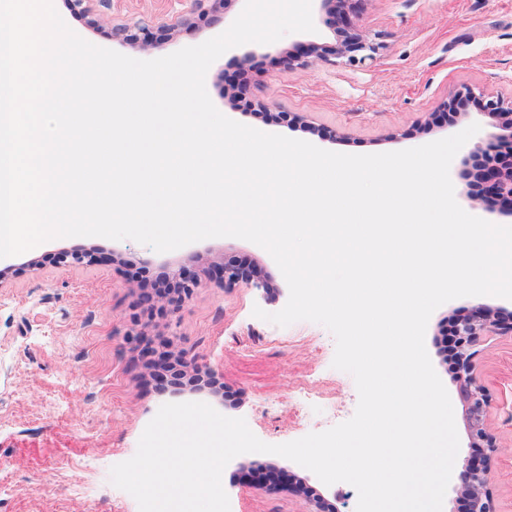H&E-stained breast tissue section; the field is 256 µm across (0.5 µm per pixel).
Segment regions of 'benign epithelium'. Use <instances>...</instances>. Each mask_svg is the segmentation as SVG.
I'll use <instances>...</instances> for the list:
<instances>
[{
  "instance_id": "1",
  "label": "benign epithelium",
  "mask_w": 512,
  "mask_h": 512,
  "mask_svg": "<svg viewBox=\"0 0 512 512\" xmlns=\"http://www.w3.org/2000/svg\"><path fill=\"white\" fill-rule=\"evenodd\" d=\"M319 2L320 10L325 13L327 24L338 30L349 24L345 9V4L349 0H319ZM167 31L166 27L155 28L140 20L112 26V36L139 42L145 49L152 48L166 39ZM377 50V44L368 38L360 34L347 35L331 50H324L315 44L300 45L296 53L289 56V60L298 62L303 58L311 57L315 61L330 62L337 58L344 59L350 64H360L374 59ZM485 109L503 120V125L499 126L500 132L487 134V139L500 144L502 150L489 158L478 151L470 154V161L473 162L471 176L476 179L479 194H471L469 198L474 204L486 198L492 199L503 210L510 212L512 211V139H504L503 132L512 129V105L506 107L500 99H489L485 103ZM55 262L60 266L95 265L98 259L91 253L62 251L56 255ZM208 279L226 289L248 288L264 294L269 291L268 283L252 265L235 258H226L212 267L208 273ZM173 283L177 292L168 293L161 290L147 297L150 310L160 313L177 310L192 295L195 288L201 285V280L195 267L184 266L174 277ZM485 333L512 335V322L503 320L494 309L478 304L455 325L458 359L454 378L459 395L467 406L468 430L472 444L485 448L482 457L464 460L457 476L456 491L460 497L469 502V512H495L488 474L498 446L496 438L489 431L486 423L491 399L484 386L478 382L475 373L477 351L474 350V346L480 336Z\"/></svg>"
}]
</instances>
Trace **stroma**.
Returning a JSON list of instances; mask_svg holds the SVG:
<instances>
[{
  "label": "stroma",
  "mask_w": 512,
  "mask_h": 512,
  "mask_svg": "<svg viewBox=\"0 0 512 512\" xmlns=\"http://www.w3.org/2000/svg\"><path fill=\"white\" fill-rule=\"evenodd\" d=\"M65 23L85 40L124 55L150 60L224 32L245 0H226L207 20L188 14L190 0H112L111 14L168 26L164 44L145 50L113 38L109 26L89 28L53 0ZM354 33L379 46L374 60L350 65H289L295 44L331 46L337 35L314 12L312 33H292L272 44L234 47L209 68L205 85L216 108L260 131L290 134L319 148L347 154L393 152L424 145L479 124L454 157L450 177L458 204L494 224L496 207L472 204L461 172L469 150L486 147L497 117L487 99L512 101V0H350ZM454 101L447 120L441 110ZM297 112L286 131L246 112ZM94 252L98 264L60 267L59 250ZM233 256L254 265L271 290L259 296L224 291L203 281L175 313L144 311L138 267L171 274L191 265L207 272ZM0 512H139L135 499L111 484L112 466L133 457L139 439L166 403L204 402L228 417L244 418L263 442L282 444L336 425L338 410L354 413L353 377L334 369L336 342L324 326L299 321L280 327L254 317L274 313L289 288L270 254L246 240L212 238L158 253L130 239H57L17 256L0 258ZM485 302L512 318V299L488 296L451 300L431 315L425 346L452 401L460 440L471 447L465 406L438 341L449 319ZM197 363L201 383L160 389L128 333ZM477 377L491 396L490 428L500 447L490 484L497 512H512V335L484 336L476 345ZM302 482L306 490L291 491ZM231 512H315L316 500L336 512H356L351 484L325 485L310 470L284 457L246 453L224 469Z\"/></svg>",
  "instance_id": "stroma-1"
}]
</instances>
